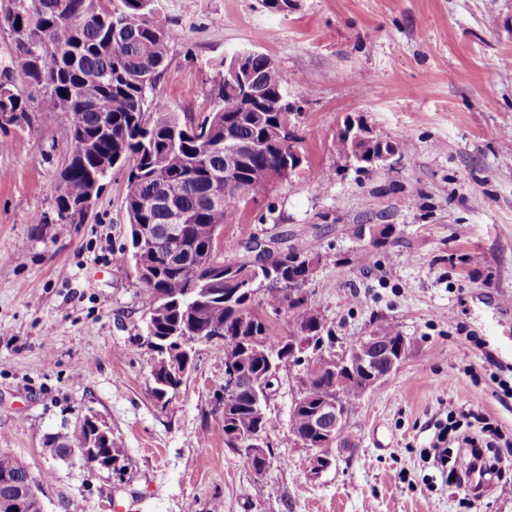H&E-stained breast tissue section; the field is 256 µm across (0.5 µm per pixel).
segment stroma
<instances>
[{
    "instance_id": "1",
    "label": "stroma",
    "mask_w": 512,
    "mask_h": 512,
    "mask_svg": "<svg viewBox=\"0 0 512 512\" xmlns=\"http://www.w3.org/2000/svg\"><path fill=\"white\" fill-rule=\"evenodd\" d=\"M153 17L180 32L156 91L168 112L206 110L216 65L246 48L275 61L302 110L301 171L257 193L222 241L301 244L317 261L307 305L336 347L389 321L410 351L356 402L352 447L315 478L289 428L300 368L283 367L272 456L254 475L224 442L216 344H193L182 384L154 395L144 290L119 251L126 174L85 221H56L47 186L71 152L68 122L35 113L0 150V449L41 481L44 512H512L497 484L476 498L424 460L453 405L449 447L463 456L464 436L499 430L512 482V0H295L285 15L262 0H154ZM348 116L397 142L400 162L347 168L334 140ZM323 168L335 179L313 180ZM89 413L122 449L117 469L59 455Z\"/></svg>"
}]
</instances>
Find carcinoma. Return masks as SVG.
I'll list each match as a JSON object with an SVG mask.
<instances>
[{
  "mask_svg": "<svg viewBox=\"0 0 512 512\" xmlns=\"http://www.w3.org/2000/svg\"><path fill=\"white\" fill-rule=\"evenodd\" d=\"M151 4L138 9L136 0H0V29L11 39L12 53L0 62L17 76L8 105L27 114L61 112L68 121L71 153L60 179L50 185L55 196L56 217L79 223L85 214L79 203L90 189V176L104 189L116 167L126 170L124 198L129 224L172 223L185 225L180 251L192 254L187 265L153 264L150 253L168 252L170 243L159 237L145 247L129 232L128 245L134 265L145 271L139 279L145 288L149 321V344L158 352L151 373L154 379L178 387L177 357L181 336L198 327L224 329L231 341L220 346L224 368L239 373L242 390L235 409L224 416V443L259 432L267 435L268 416L258 414L255 400L265 403L270 364H288V337L269 334L268 319L290 312L315 339L311 359L299 376L300 396L290 411L293 434L304 436L311 411L329 394H339L348 404L358 400V384L336 387V375L327 364L333 359L331 330L306 305L305 296L291 292L310 277V262L304 248L292 244L270 257L253 272V283L238 277L247 261L249 243L229 245L235 258L208 266L199 257L226 224L241 218V204L272 186V172L284 158L286 144L280 130L289 114L273 107L288 100L284 84L271 75L270 58L257 51L246 52L251 71L267 78L268 97L255 104L247 101L238 86L224 81L219 71L208 89L209 111L199 118L206 141L194 134L175 131V115L149 98L159 84L178 30L154 20ZM247 142L255 150L237 171L242 194L213 201L216 173L224 170V158L208 153L210 144L227 139ZM381 142L365 139L357 144L363 162L356 171L371 168L369 155ZM275 282L255 300L262 282ZM89 430L83 422L62 437L61 448H84ZM28 470L14 455L0 452V497L12 496L25 486Z\"/></svg>",
  "mask_w": 512,
  "mask_h": 512,
  "instance_id": "obj_1",
  "label": "carcinoma"
}]
</instances>
